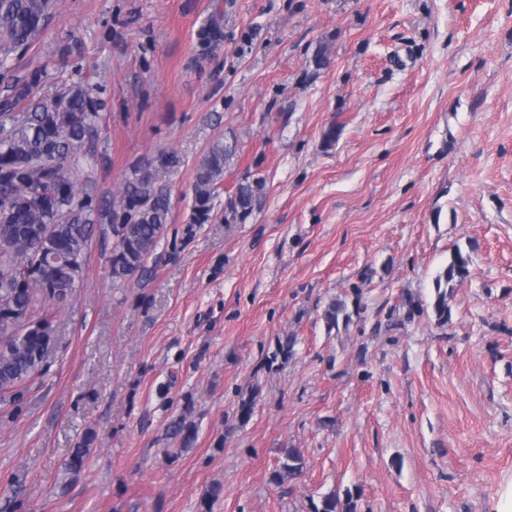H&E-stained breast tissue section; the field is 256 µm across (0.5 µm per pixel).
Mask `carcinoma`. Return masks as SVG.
Returning <instances> with one entry per match:
<instances>
[{"label": "carcinoma", "instance_id": "1", "mask_svg": "<svg viewBox=\"0 0 512 512\" xmlns=\"http://www.w3.org/2000/svg\"><path fill=\"white\" fill-rule=\"evenodd\" d=\"M53 0H0V68L10 57L25 51L46 28ZM42 72L14 86L13 99L0 107V335L13 333L9 347L0 348V393L23 387L41 371L45 352L54 342L56 311L64 306L56 296L74 298L81 277L75 267L84 264L96 228L112 224L119 241L112 250L110 275L121 283L145 269L146 259L156 249L169 223L170 194L155 187L151 176L135 170L123 183L117 199L106 205L76 188L69 160L81 154L96 130L101 100L93 89L71 83L51 94H37ZM236 145L214 142L196 165L192 185L194 224H206L224 180V170L236 156ZM266 180L256 177L237 185L234 199L224 211V223L235 224L251 213L252 202L261 196ZM469 275V257L456 250L448 266L435 278L433 311L442 324L450 320L448 292L442 288ZM30 319L43 321L45 331L24 332ZM327 331L349 322L345 302L333 299L323 310ZM257 393L240 399L237 419L252 416ZM190 409L173 417L167 431L191 449L197 428ZM91 437L73 448L66 464L79 474L91 452ZM303 468L294 448L285 453L276 483L297 475ZM356 512V499L346 494L341 502L336 492L322 497L314 512Z\"/></svg>", "mask_w": 512, "mask_h": 512}]
</instances>
